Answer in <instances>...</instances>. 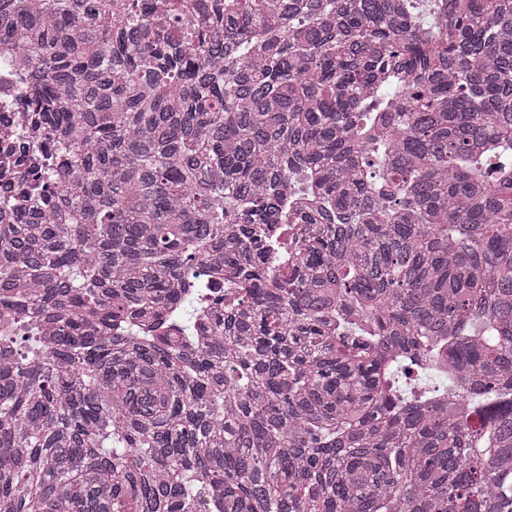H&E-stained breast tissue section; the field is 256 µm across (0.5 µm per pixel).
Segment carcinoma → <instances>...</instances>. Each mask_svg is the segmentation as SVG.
Here are the masks:
<instances>
[{
    "mask_svg": "<svg viewBox=\"0 0 512 512\" xmlns=\"http://www.w3.org/2000/svg\"><path fill=\"white\" fill-rule=\"evenodd\" d=\"M2 39L46 138L0 188V512H512V0H0Z\"/></svg>",
    "mask_w": 512,
    "mask_h": 512,
    "instance_id": "obj_1",
    "label": "carcinoma"
}]
</instances>
